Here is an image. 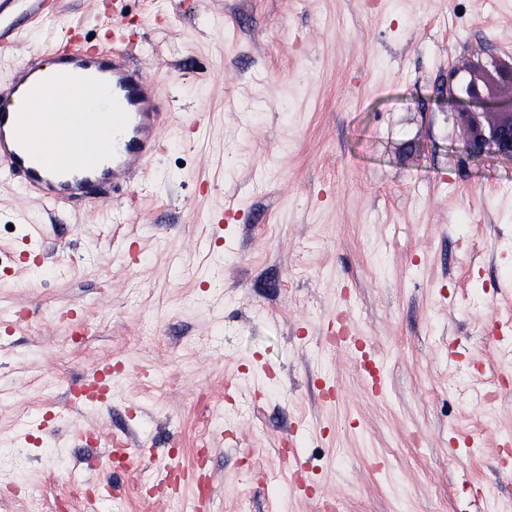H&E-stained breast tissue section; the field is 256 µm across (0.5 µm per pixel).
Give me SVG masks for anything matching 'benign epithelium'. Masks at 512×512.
Segmentation results:
<instances>
[{"label": "benign epithelium", "mask_w": 512, "mask_h": 512, "mask_svg": "<svg viewBox=\"0 0 512 512\" xmlns=\"http://www.w3.org/2000/svg\"><path fill=\"white\" fill-rule=\"evenodd\" d=\"M448 95L451 105L468 115V155L512 160V66L492 57L464 76L451 71Z\"/></svg>", "instance_id": "benign-epithelium-1"}]
</instances>
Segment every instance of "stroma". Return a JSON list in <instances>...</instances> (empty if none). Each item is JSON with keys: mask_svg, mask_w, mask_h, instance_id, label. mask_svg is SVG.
<instances>
[{"mask_svg": "<svg viewBox=\"0 0 512 512\" xmlns=\"http://www.w3.org/2000/svg\"><path fill=\"white\" fill-rule=\"evenodd\" d=\"M101 7L0 0V81L62 27L104 44ZM122 7L166 114L150 168L82 212L0 184V481L19 468L43 512H86V461L120 439L129 466L97 512H172L132 476L200 448L207 512H512V389L484 400L512 374V160L466 159L448 102L449 69L512 57V0ZM36 224L46 258L19 265ZM340 307L363 349L325 343ZM104 362L122 366L108 403L76 401Z\"/></svg>", "mask_w": 512, "mask_h": 512, "instance_id": "stroma-1", "label": "stroma"}]
</instances>
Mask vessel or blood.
<instances>
[{"mask_svg": "<svg viewBox=\"0 0 512 512\" xmlns=\"http://www.w3.org/2000/svg\"><path fill=\"white\" fill-rule=\"evenodd\" d=\"M87 85L106 93L111 111H91ZM158 97L120 36L102 48L61 33L56 46L34 51L0 82V181L50 206L112 202L115 183L141 174L158 152L164 126ZM53 130L82 132L78 151L66 159L47 151L43 142ZM327 331L350 348L363 342L341 310Z\"/></svg>", "mask_w": 512, "mask_h": 512, "instance_id": "1", "label": "vessel or blood"}]
</instances>
